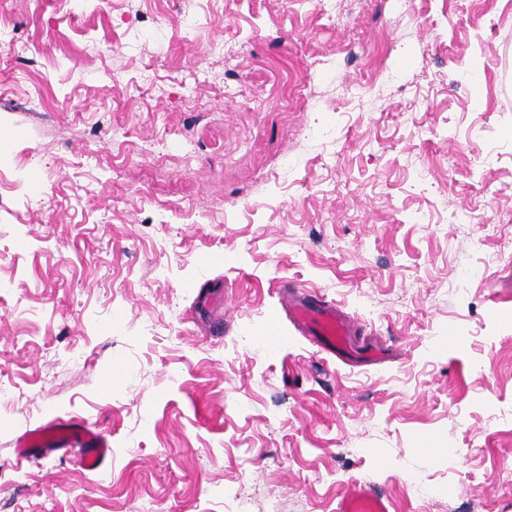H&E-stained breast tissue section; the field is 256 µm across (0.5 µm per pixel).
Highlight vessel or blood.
<instances>
[{"label": "vessel or blood", "instance_id": "vessel-or-blood-1", "mask_svg": "<svg viewBox=\"0 0 512 512\" xmlns=\"http://www.w3.org/2000/svg\"><path fill=\"white\" fill-rule=\"evenodd\" d=\"M288 321L294 332L315 346L318 353L349 368H380L394 361L389 346L356 339L357 320L336 304L302 291L284 297ZM82 448V468L100 469L112 454V441L102 431L90 428L79 418H58L26 430L17 444L18 457L25 461L46 458L57 448L70 444ZM335 512H396L394 501L375 485L355 479L336 496Z\"/></svg>", "mask_w": 512, "mask_h": 512}]
</instances>
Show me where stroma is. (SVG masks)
<instances>
[{"instance_id": "1", "label": "stroma", "mask_w": 512, "mask_h": 512, "mask_svg": "<svg viewBox=\"0 0 512 512\" xmlns=\"http://www.w3.org/2000/svg\"><path fill=\"white\" fill-rule=\"evenodd\" d=\"M414 2L0 0V145L35 170L0 188V512H333L354 478L512 512V0ZM217 279L222 336L192 313ZM281 280L400 359L322 360ZM70 416L99 471L19 460ZM79 444L82 468L94 471L112 455V440L102 431L92 429L79 418H56L34 429L26 430L17 444L18 458L25 461L44 459L49 453L70 444Z\"/></svg>"}]
</instances>
